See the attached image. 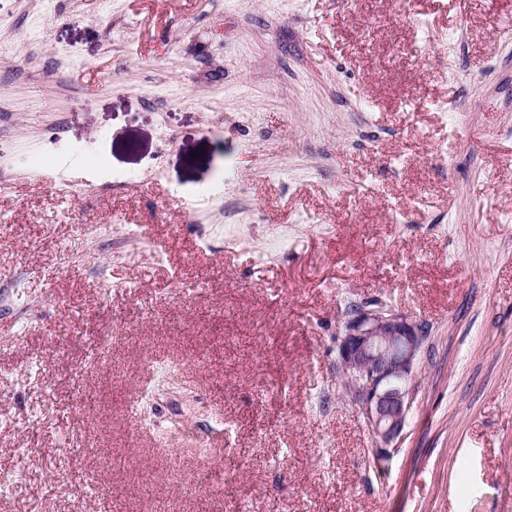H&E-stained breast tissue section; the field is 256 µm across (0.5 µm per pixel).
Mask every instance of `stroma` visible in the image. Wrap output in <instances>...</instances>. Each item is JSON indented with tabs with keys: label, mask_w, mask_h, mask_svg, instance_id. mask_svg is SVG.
I'll return each instance as SVG.
<instances>
[{
	"label": "stroma",
	"mask_w": 512,
	"mask_h": 512,
	"mask_svg": "<svg viewBox=\"0 0 512 512\" xmlns=\"http://www.w3.org/2000/svg\"><path fill=\"white\" fill-rule=\"evenodd\" d=\"M0 512H512V0H0ZM425 325L383 304L347 312L337 355L344 385L364 417L375 455L389 457L407 424Z\"/></svg>",
	"instance_id": "1"
}]
</instances>
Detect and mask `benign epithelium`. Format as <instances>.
I'll use <instances>...</instances> for the list:
<instances>
[{
    "mask_svg": "<svg viewBox=\"0 0 512 512\" xmlns=\"http://www.w3.org/2000/svg\"><path fill=\"white\" fill-rule=\"evenodd\" d=\"M425 340V325L383 304L352 307L337 336L344 385L372 434L377 456H390L407 424Z\"/></svg>",
    "mask_w": 512,
    "mask_h": 512,
    "instance_id": "1",
    "label": "benign epithelium"
}]
</instances>
